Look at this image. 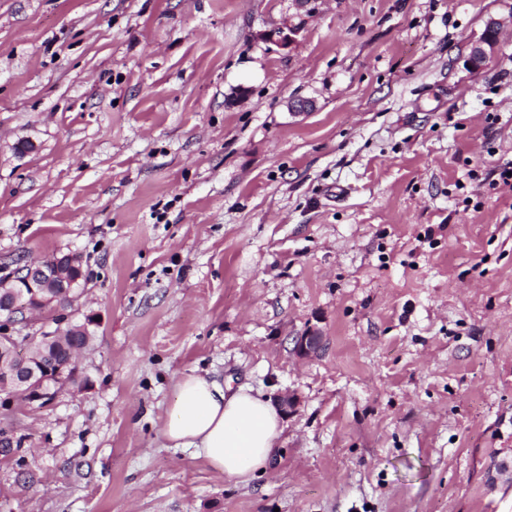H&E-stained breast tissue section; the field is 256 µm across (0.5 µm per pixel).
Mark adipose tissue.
<instances>
[{"instance_id":"1","label":"adipose tissue","mask_w":512,"mask_h":512,"mask_svg":"<svg viewBox=\"0 0 512 512\" xmlns=\"http://www.w3.org/2000/svg\"><path fill=\"white\" fill-rule=\"evenodd\" d=\"M282 429L269 399L244 389L225 393L193 369L176 384L161 434L168 447L195 449L212 470L246 482L267 464Z\"/></svg>"}]
</instances>
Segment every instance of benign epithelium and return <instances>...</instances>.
Masks as SVG:
<instances>
[{"mask_svg":"<svg viewBox=\"0 0 512 512\" xmlns=\"http://www.w3.org/2000/svg\"><path fill=\"white\" fill-rule=\"evenodd\" d=\"M486 30L487 36L472 48L469 62L474 68L483 66L498 47L500 22L495 18L489 19ZM293 34V29L287 31L276 27L259 32L258 38L286 46L293 41ZM73 268V256L66 253L27 266L22 276L13 274L0 280V403L6 409L18 401L44 408L54 401L60 390L71 386L69 382L53 381L50 375L42 373L30 361V351L62 333V325L69 321V317L56 319L57 330L54 332L47 330L40 336H31L27 330L29 316L34 313L32 303L48 289L61 287L58 296L61 302H74L79 298V294L73 292L74 280L70 276ZM320 346L321 337L317 332L307 330L295 337L293 351L299 358H308Z\"/></svg>","mask_w":512,"mask_h":512,"instance_id":"1","label":"benign epithelium"}]
</instances>
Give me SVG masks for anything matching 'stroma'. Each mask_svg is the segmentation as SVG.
Listing matches in <instances>:
<instances>
[{
	"label": "stroma",
	"instance_id": "stroma-1",
	"mask_svg": "<svg viewBox=\"0 0 512 512\" xmlns=\"http://www.w3.org/2000/svg\"><path fill=\"white\" fill-rule=\"evenodd\" d=\"M511 162L512 0H0V277L95 321L0 512H512ZM192 369L297 396L254 479L160 438ZM487 36L481 39L472 48L469 62L472 67L479 68L484 65L488 56L495 52L498 47L500 22L491 18L486 23Z\"/></svg>",
	"mask_w": 512,
	"mask_h": 512
}]
</instances>
